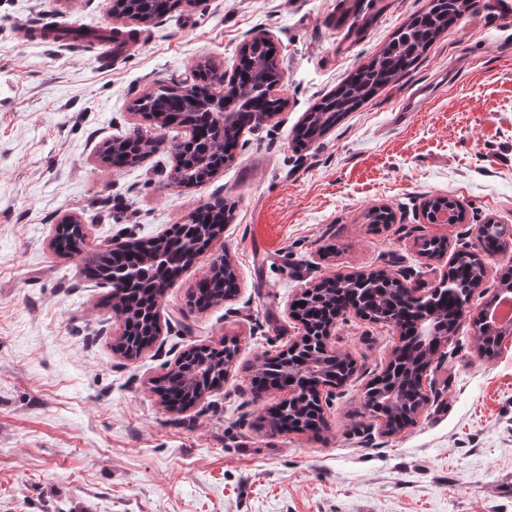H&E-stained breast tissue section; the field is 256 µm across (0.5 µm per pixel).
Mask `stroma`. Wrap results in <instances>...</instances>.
Segmentation results:
<instances>
[{
    "mask_svg": "<svg viewBox=\"0 0 512 512\" xmlns=\"http://www.w3.org/2000/svg\"><path fill=\"white\" fill-rule=\"evenodd\" d=\"M344 3L182 0L138 25L112 0H0V512H512V335L489 359L474 342L504 276L497 260L424 373L414 425L390 433L365 409L400 333L352 312L330 344L355 372L322 388L320 433L269 427L287 389L253 399L257 357L302 334L289 315L302 288L383 270L423 295L449 259L424 258L422 239L480 253L475 225L512 226V16L477 0L399 81L301 149L305 113L428 0H357L372 24L340 54L325 20ZM37 17L122 32L129 46L105 58L82 40L18 42L15 26ZM261 34L278 50L283 109L244 130L233 162L207 182L175 186L172 146L187 132L156 129L134 101L192 81L202 59L232 75ZM421 85L433 89L427 107L400 116ZM136 132L160 148L133 167L102 162L104 142ZM448 196L464 223H428L425 201ZM217 198L235 201L232 221L167 291L157 340L120 355L123 322L87 259L160 236ZM375 206L394 224L368 223ZM68 214L88 234L73 258L52 245ZM218 253L237 292L197 308L192 293ZM227 341L237 352L223 384L167 409L155 382L188 349Z\"/></svg>",
    "mask_w": 512,
    "mask_h": 512,
    "instance_id": "35a3bbf8",
    "label": "stroma"
}]
</instances>
